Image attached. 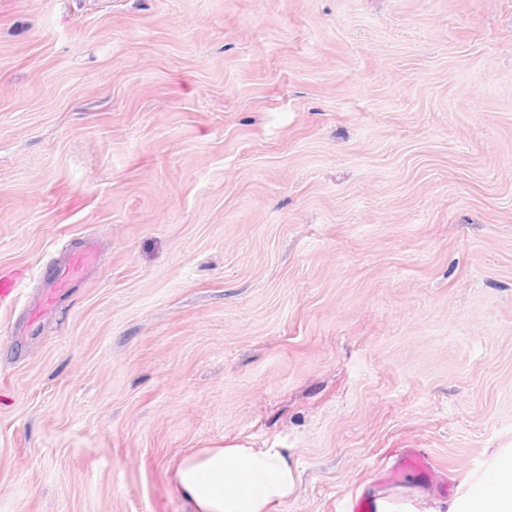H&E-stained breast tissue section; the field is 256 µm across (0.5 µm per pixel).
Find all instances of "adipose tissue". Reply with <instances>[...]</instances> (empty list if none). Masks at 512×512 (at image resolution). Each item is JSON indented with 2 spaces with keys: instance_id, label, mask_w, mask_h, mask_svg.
I'll list each match as a JSON object with an SVG mask.
<instances>
[{
  "instance_id": "adipose-tissue-1",
  "label": "adipose tissue",
  "mask_w": 512,
  "mask_h": 512,
  "mask_svg": "<svg viewBox=\"0 0 512 512\" xmlns=\"http://www.w3.org/2000/svg\"><path fill=\"white\" fill-rule=\"evenodd\" d=\"M284 448H207L182 459L173 484L192 512H270L296 489ZM446 512H512V448H498L470 473Z\"/></svg>"
}]
</instances>
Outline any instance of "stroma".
Returning <instances> with one entry per match:
<instances>
[{
	"label": "stroma",
	"instance_id": "obj_1",
	"mask_svg": "<svg viewBox=\"0 0 512 512\" xmlns=\"http://www.w3.org/2000/svg\"><path fill=\"white\" fill-rule=\"evenodd\" d=\"M0 267V512H189L227 444L273 512L448 500L512 448V0H0ZM98 259L96 245L88 240L67 245L62 256L48 259L40 269L47 288L43 293L42 307L53 305L56 299L86 274ZM23 280V270H0V310H9L15 306L20 297ZM297 481L288 449L276 447L207 448L186 456L173 472L190 512H271L293 495ZM402 472L421 475L430 482L436 480L437 477V467L430 456L415 450H408L399 458L393 469V474L399 475Z\"/></svg>",
	"mask_w": 512,
	"mask_h": 512
}]
</instances>
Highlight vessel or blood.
Wrapping results in <instances>:
<instances>
[{
  "label": "vessel or blood",
  "mask_w": 512,
  "mask_h": 512,
  "mask_svg": "<svg viewBox=\"0 0 512 512\" xmlns=\"http://www.w3.org/2000/svg\"><path fill=\"white\" fill-rule=\"evenodd\" d=\"M98 259L96 245L88 240L67 245L62 256L48 259L40 269L47 287L43 293V306H51L56 299L86 274ZM24 272L20 269L0 270V310L12 309L20 297ZM395 473L410 472L432 481L437 477V468L429 455L409 450L398 460Z\"/></svg>",
  "instance_id": "obj_1"
}]
</instances>
